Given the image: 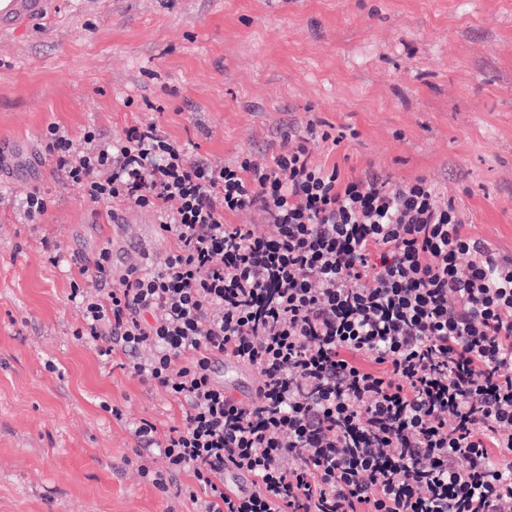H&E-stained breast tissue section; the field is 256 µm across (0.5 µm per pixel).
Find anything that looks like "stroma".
Wrapping results in <instances>:
<instances>
[{"label": "stroma", "instance_id": "obj_1", "mask_svg": "<svg viewBox=\"0 0 512 512\" xmlns=\"http://www.w3.org/2000/svg\"><path fill=\"white\" fill-rule=\"evenodd\" d=\"M345 134L317 161L423 177L512 256V0H58L0 34V512H194L189 473L142 479L128 424L178 404L77 340L70 299L104 242L171 246L153 213L92 204L45 152L160 126L215 164L275 154L288 127ZM40 191L48 210L24 221ZM61 244L49 261L43 239ZM122 410L112 416L111 407Z\"/></svg>", "mask_w": 512, "mask_h": 512}]
</instances>
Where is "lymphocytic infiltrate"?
I'll return each instance as SVG.
<instances>
[{
  "mask_svg": "<svg viewBox=\"0 0 512 512\" xmlns=\"http://www.w3.org/2000/svg\"><path fill=\"white\" fill-rule=\"evenodd\" d=\"M343 133L307 124L272 157L215 165L158 125L83 148L49 125L46 152L90 203L152 211L174 247L100 296L72 286L74 335L161 389L182 422L131 430L196 512H512V256L466 232L424 178L344 176L314 158ZM255 213L273 231L229 223ZM232 358L255 397L225 390ZM244 471L242 490L224 473Z\"/></svg>",
  "mask_w": 512,
  "mask_h": 512,
  "instance_id": "obj_1",
  "label": "lymphocytic infiltrate"
}]
</instances>
